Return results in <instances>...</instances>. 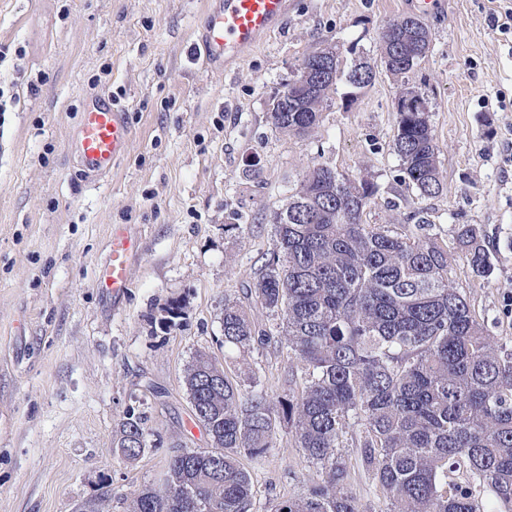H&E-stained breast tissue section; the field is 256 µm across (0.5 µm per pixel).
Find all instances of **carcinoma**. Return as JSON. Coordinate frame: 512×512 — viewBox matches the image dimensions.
I'll use <instances>...</instances> for the list:
<instances>
[{
  "label": "carcinoma",
  "mask_w": 512,
  "mask_h": 512,
  "mask_svg": "<svg viewBox=\"0 0 512 512\" xmlns=\"http://www.w3.org/2000/svg\"><path fill=\"white\" fill-rule=\"evenodd\" d=\"M413 31L397 51L389 31ZM430 28L406 16L383 27L380 60L394 76L427 54ZM375 69L365 60L346 74L348 111ZM336 88L319 85L294 100L274 96L281 132L302 134L334 105ZM396 99L394 150L403 180L419 196L442 191L438 147L428 112H404ZM376 193L370 180L316 165L288 189L274 212L273 249L248 293L279 318L288 349V393L272 397L252 378H231L216 357L196 352L184 382L193 419L208 448L178 447L164 485L121 498L124 512H249L253 496L242 458L273 447L284 423L296 447L323 470L321 483L274 512H359L345 486L342 449H361V464L388 501L387 512H480L481 494L512 512V347L490 336L454 285L455 254L437 238L366 224ZM471 270L491 272L475 228L457 229ZM186 303L167 301L169 331ZM221 344L240 360L264 343L251 307L224 300ZM122 462L145 451L146 417L129 410L113 429ZM112 484L84 501L101 512Z\"/></svg>",
  "instance_id": "carcinoma-1"
}]
</instances>
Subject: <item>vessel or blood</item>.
Listing matches in <instances>:
<instances>
[{
    "label": "vessel or blood",
    "mask_w": 512,
    "mask_h": 512,
    "mask_svg": "<svg viewBox=\"0 0 512 512\" xmlns=\"http://www.w3.org/2000/svg\"><path fill=\"white\" fill-rule=\"evenodd\" d=\"M288 10V0H215L207 9L193 45L196 60L208 67H231L242 53L275 31ZM132 127L127 109L103 99L85 107L78 126V159L86 177L109 173L127 151ZM138 240L124 227L112 228L109 257L98 275L100 287L121 294L130 286L129 267Z\"/></svg>",
    "instance_id": "b4317fda"
}]
</instances>
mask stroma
Segmentation results:
<instances>
[{
	"mask_svg": "<svg viewBox=\"0 0 512 512\" xmlns=\"http://www.w3.org/2000/svg\"><path fill=\"white\" fill-rule=\"evenodd\" d=\"M208 2L0 0V85L16 95L0 112V512H74L105 480L109 512H124L121 496L160 484L173 444L207 447L183 381L196 352L229 376L246 369L270 395L287 390L278 318L258 311L269 340L240 366L218 344L220 317L271 251L289 187L318 163L376 183L365 223L409 234L420 210L451 250L457 227L474 225L492 271L475 275L461 257L453 279L489 334L512 344V34L493 21L512 0H442L417 66L377 69L349 110L324 111L300 135L275 129L268 108L302 58L328 42L341 70L378 61L380 29L413 15L412 0H288L280 30L228 74L189 58ZM404 85L431 102L443 183L433 197L404 183L393 150ZM103 91L128 108L133 137L89 182L76 134ZM116 224L140 240L117 297L97 286ZM173 297L185 318L167 331ZM131 408L147 417V448L124 464L112 430ZM343 454L361 512H384L359 449ZM243 465L249 512H274L323 476L284 426Z\"/></svg>",
	"mask_w": 512,
	"mask_h": 512,
	"instance_id": "1",
	"label": "stroma"
}]
</instances>
